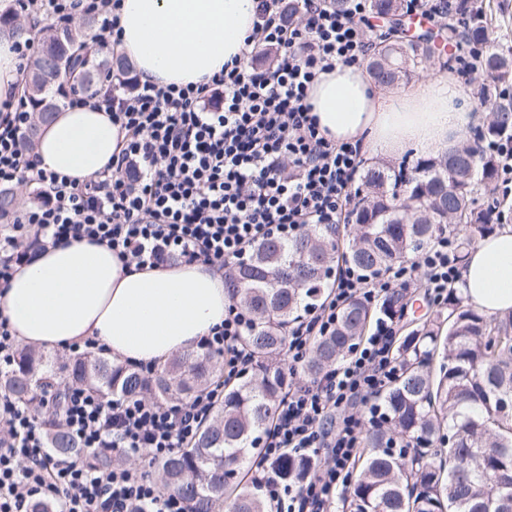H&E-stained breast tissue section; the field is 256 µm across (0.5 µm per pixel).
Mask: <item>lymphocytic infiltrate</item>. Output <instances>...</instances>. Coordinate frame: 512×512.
Segmentation results:
<instances>
[{"label":"lymphocytic infiltrate","instance_id":"lymphocytic-infiltrate-1","mask_svg":"<svg viewBox=\"0 0 512 512\" xmlns=\"http://www.w3.org/2000/svg\"><path fill=\"white\" fill-rule=\"evenodd\" d=\"M18 15L35 22L75 16L100 21L95 48L119 31L120 0H17ZM300 23L288 24L279 0H261L249 49L275 51L266 68L233 66L200 84L161 86L139 78H105L104 96L74 93L66 105L105 104L126 132L119 152L83 183L38 167L24 141L30 120L25 101L0 112V187L24 180L36 203L0 232V288L16 266L47 246L89 239L106 244L127 264L167 266L201 262L231 271L258 244L295 234L304 224H339L356 202L352 188L364 163L361 141L336 142L321 133L307 101L319 73L362 61L379 30L363 32L365 10L347 12L329 0H296ZM450 234L441 235L409 264L367 278L338 268L331 291L288 331L290 371L306 362L315 338L328 335L338 311L360 299L384 304L395 291L415 287L435 304L459 279ZM244 313L229 306L223 323L203 340L218 354L226 379L255 366L245 345ZM397 320L382 313L339 363L311 382L289 388L271 428L261 437L254 468L274 512H330L343 498L368 428L388 414L376 396L399 372ZM224 395L217 385L188 402L119 397L100 399L72 388L63 423L87 448L112 453L115 464L90 467L83 458L49 448L31 408L0 394V512H28L33 499L57 512H186L185 502L162 489L152 472L123 466L121 457L147 453L159 461L188 447ZM292 453L312 460L298 481L284 484L274 465ZM328 466H317L319 456Z\"/></svg>","mask_w":512,"mask_h":512}]
</instances>
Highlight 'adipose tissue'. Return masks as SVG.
I'll list each match as a JSON object with an SVG mask.
<instances>
[{"instance_id":"adipose-tissue-1","label":"adipose tissue","mask_w":512,"mask_h":512,"mask_svg":"<svg viewBox=\"0 0 512 512\" xmlns=\"http://www.w3.org/2000/svg\"><path fill=\"white\" fill-rule=\"evenodd\" d=\"M258 10L259 0H122L115 51L140 79L198 83L244 62ZM308 101L329 138L363 139L371 156L432 154L482 119L445 70L389 93L365 66L339 64L319 74ZM123 138L105 108L66 107L41 126L35 154L41 169L83 182L105 168ZM460 282L480 313H512V226L469 250ZM230 303L213 267L127 265L109 247L81 240L47 247L19 266L0 291V316L36 348L92 339L114 358L157 367L197 347Z\"/></svg>"}]
</instances>
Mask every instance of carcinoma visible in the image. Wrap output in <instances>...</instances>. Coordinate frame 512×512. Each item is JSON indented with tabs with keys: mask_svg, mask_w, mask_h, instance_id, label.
<instances>
[{
	"mask_svg": "<svg viewBox=\"0 0 512 512\" xmlns=\"http://www.w3.org/2000/svg\"><path fill=\"white\" fill-rule=\"evenodd\" d=\"M371 14L389 33L370 44L368 69L380 85L396 87L430 66L443 67L440 40L433 32L410 35L409 0H368ZM468 46H481V71L488 82L477 89L490 105L481 140L512 139V98L497 91L512 84V60L490 49L487 20L474 7L457 20ZM49 38L23 78V95L34 124L47 122L59 104L51 85L59 78L90 94L104 73L127 71L121 61L94 60L85 52L89 27L50 24ZM25 40L31 31L0 14V32ZM470 133L436 156L420 155L392 170L363 169L361 195L343 229L308 224L289 239L270 238L245 261L224 275L230 296L249 317L244 336L258 364L251 376L224 386V398L190 448L157 464L162 487L184 500L188 512H267V502L250 475L259 437L272 421L288 385L289 371L270 362L281 353L288 328L301 312L317 303L331 286L333 255L361 275L407 261L444 232L457 235L459 258L495 227L477 206L498 176L490 154L470 150ZM466 155L470 176L454 178L450 163ZM17 197L0 190V218L16 210ZM374 311L362 300L348 303L334 331L317 338L305 365L315 379L345 356L364 334ZM400 376L380 397L393 427L370 428L362 440L359 475L344 499L348 512H512V315L488 318L469 305L460 289H448L446 305L412 330L398 349ZM219 357L204 347L188 351L155 369L150 377L135 368L90 351L59 361L24 348L10 367L0 371V391L35 410L47 427L49 446L63 456L81 454L95 467L112 459L96 448H84L61 423L62 399L73 385L102 398L143 397L156 401L186 400L222 377ZM52 393L54 410L43 409ZM455 437L450 448L445 439ZM410 441L413 452L389 451L395 439ZM308 468L285 455L276 464L283 480ZM234 481L225 479L227 472Z\"/></svg>",
	"mask_w": 512,
	"mask_h": 512,
	"instance_id": "carcinoma-1",
	"label": "carcinoma"
}]
</instances>
